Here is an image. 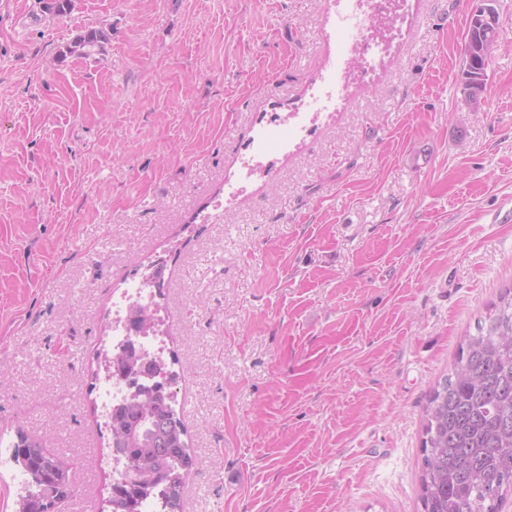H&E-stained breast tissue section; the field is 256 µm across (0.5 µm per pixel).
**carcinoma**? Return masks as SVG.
I'll return each instance as SVG.
<instances>
[{"instance_id":"carcinoma-1","label":"carcinoma","mask_w":512,"mask_h":512,"mask_svg":"<svg viewBox=\"0 0 512 512\" xmlns=\"http://www.w3.org/2000/svg\"><path fill=\"white\" fill-rule=\"evenodd\" d=\"M498 27L486 26L473 13L464 42L465 67L462 92L476 102L488 62L480 51L496 41ZM105 35L89 30L77 37L74 47L89 56ZM512 336V297L502 298L488 317L477 324V334L460 347L453 374L429 398L422 441L421 501L423 512H497L507 491L512 490V348L504 350L496 337ZM121 426H136V438H112L122 447L116 456L123 464L120 477L152 479L158 495L170 496L173 510L180 508L184 475L195 466L188 446H180L186 429L176 417L172 402L125 401ZM13 460L29 475L27 494L18 512H44L46 501L67 499L75 477L70 466L49 452L34 436L19 432ZM145 499L122 488L113 496L112 512H141Z\"/></svg>"}]
</instances>
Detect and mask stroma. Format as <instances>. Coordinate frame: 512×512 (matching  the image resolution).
<instances>
[{"label": "stroma", "instance_id": "obj_1", "mask_svg": "<svg viewBox=\"0 0 512 512\" xmlns=\"http://www.w3.org/2000/svg\"><path fill=\"white\" fill-rule=\"evenodd\" d=\"M338 2L0 0V446L45 437L66 512L116 477L97 354L159 257L180 512H423L425 406L512 287V0L475 109L477 0H382L354 60ZM485 17L493 25L498 22V12L494 6L495 0H485ZM471 14L464 42L463 55L465 67L462 71V92L466 100L476 103L478 93L482 89L485 69L489 60H482L479 55L482 46L486 43L496 42L498 38V26H486L480 21L479 14Z\"/></svg>", "mask_w": 512, "mask_h": 512}]
</instances>
